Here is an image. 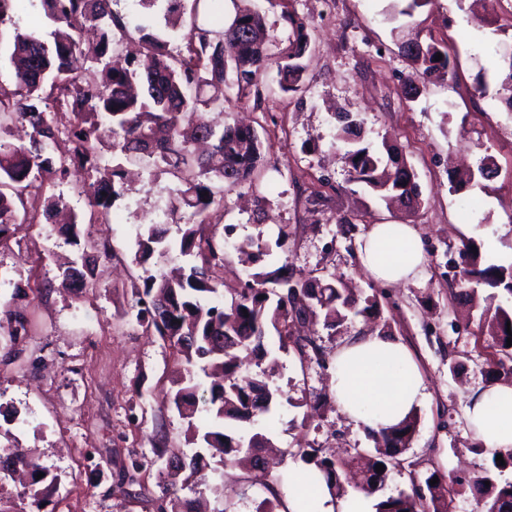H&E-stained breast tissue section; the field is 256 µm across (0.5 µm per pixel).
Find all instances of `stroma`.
I'll use <instances>...</instances> for the list:
<instances>
[{"label": "stroma", "instance_id": "stroma-1", "mask_svg": "<svg viewBox=\"0 0 512 512\" xmlns=\"http://www.w3.org/2000/svg\"><path fill=\"white\" fill-rule=\"evenodd\" d=\"M393 0H225L224 15L236 7L254 8L265 17L272 52L288 44L293 14L307 26L311 50L303 60L304 85L288 93L276 68L260 81L259 98L237 99L235 86L224 88L223 109L200 111L202 120L252 125L265 157L253 185L224 196L208 217L211 227L233 225L223 267L215 276L225 296L243 288L249 272L288 266L294 273H328L366 295H377L376 319L356 318L339 331L315 325V340L326 360L353 338L387 329L409 349L424 378L426 398L417 410L412 443L403 465L389 475L387 493L408 488L433 470L460 476L490 467L488 454H475L466 419L471 395L485 386L486 352L477 345L483 299L467 304L449 282L463 241L481 245L482 265H512V111L493 95H479L475 76L486 71L496 85L499 58L512 50V0H428L412 16L394 14ZM435 41L458 61L455 78L439 77L410 94L414 69L402 44ZM356 116L364 141L374 150L390 145L414 169L420 203L412 210L386 208L365 186L352 183L345 148L338 143L336 116ZM498 166L497 177L460 192L449 189L448 173L477 167L484 157ZM168 173L141 166L125 196L109 214L88 222L89 206L80 176L53 183L40 201L63 197L83 219L84 238L109 240L117 253L100 262L91 290L41 287L77 248L44 224H15L16 252H0V275L31 278L32 287L14 292L0 286V305L24 308L31 334L20 343L19 361L0 365V445L32 448L60 477L44 506L19 498L14 482L0 495L17 512H144L140 500L122 496L120 469L150 453L157 425L168 444L193 452L186 424L168 404L169 378L176 369L158 336L128 314L133 303L130 278L136 239L146 224L169 208ZM353 228L343 233L342 221ZM374 224H411L426 258L423 277L400 285L373 280L357 254L359 240ZM288 241L277 248L280 227ZM270 245L269 255L242 261L239 246ZM275 382L285 400L269 422L243 425L262 433L280 458L269 474L235 466L224 468L221 492L180 490L181 499H200L205 512H256L262 499L276 493L287 512L288 493L307 469L298 454L305 442L339 449L372 447L368 428L350 421L336 404L333 370L300 362L293 352H278ZM145 407L143 419L130 421L132 405ZM17 408L18 417L8 415Z\"/></svg>", "mask_w": 512, "mask_h": 512}]
</instances>
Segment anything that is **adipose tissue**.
<instances>
[{
    "label": "adipose tissue",
    "instance_id": "adipose-tissue-1",
    "mask_svg": "<svg viewBox=\"0 0 512 512\" xmlns=\"http://www.w3.org/2000/svg\"><path fill=\"white\" fill-rule=\"evenodd\" d=\"M363 268L376 280L399 284L423 270L420 236L410 224H376L359 246ZM333 388L340 410L354 423L377 429L398 423L425 398L424 380L395 337L371 334L336 353ZM474 436L486 450L512 448V382L474 394L467 406Z\"/></svg>",
    "mask_w": 512,
    "mask_h": 512
}]
</instances>
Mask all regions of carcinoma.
<instances>
[{
	"label": "carcinoma",
	"instance_id": "carcinoma-1",
	"mask_svg": "<svg viewBox=\"0 0 512 512\" xmlns=\"http://www.w3.org/2000/svg\"><path fill=\"white\" fill-rule=\"evenodd\" d=\"M16 0H0V46L9 51L14 66L12 81H0V249L8 247L9 226L29 222L30 215L42 213L44 223H53L61 200H52L39 210L29 204L28 189L44 183L62 182L71 170L82 169L89 178L90 216L105 215L124 197L122 166H102V151L118 154L129 164L146 156L154 166L178 179L172 190L168 214L183 212L180 237L169 238L168 221L146 225L136 240L134 262L140 273L132 281L136 321L160 337L177 362L171 379L169 401L180 417L187 420L188 440L213 450V467L204 472L200 451L187 455L170 448L163 433L152 438L153 458L134 459L122 481L139 482L141 473L176 459L171 468L183 475L182 484L193 490L201 485L219 492L208 483V475L218 476L227 463L260 467L266 436L249 437L224 432L228 421L247 422L274 411L282 391L270 385L264 371L246 367L241 354L258 360L271 354L266 348L267 328L277 333L279 348H291L300 361L316 360L326 366L321 347L309 332V324L322 320L336 330L349 316H368L378 310L377 295L356 297L332 275H302L282 278L278 271H256L250 275L238 296L222 304L211 297L219 293L212 269L224 264V237L206 232L208 211L224 201V192L252 183L262 164V143L250 127L223 126L219 129L192 116L201 109L224 103V84L228 73L235 75L237 97L244 98L258 86L265 71L274 64L285 92L301 90L302 59L310 41L303 21L287 16L291 25L288 46L270 52L264 37V16L245 8L235 13L220 31L202 27L200 13L209 8L208 0H194L184 49L171 51L167 41L138 25L135 31L146 51L149 64L142 68L133 59L116 58L114 65L102 64L113 30L127 32V22L112 10V0H40L47 18L59 29L48 41L15 26ZM86 24L101 29L100 41L86 45L74 35ZM416 65L420 85L410 82L411 90L427 86L440 72L452 74L457 58L434 41L410 44L404 48ZM442 59L435 60L436 55ZM499 99L512 111V57L505 59ZM69 108L74 122L63 125L56 120V109ZM336 140L347 147L352 182L375 192L386 204H400L417 191L416 175L405 162L384 158L363 144L359 123L350 115H339ZM73 144L66 155L56 156L52 146L60 134ZM495 167L487 157L477 172L454 180L455 189L488 178ZM79 221L74 220L61 233L80 247L79 259L58 267L54 279L44 288L94 287V267L100 258L116 256L108 242L91 238L79 240ZM186 266L172 274L160 262L173 254ZM459 296L472 300L478 289L501 288L512 295V269L489 265L479 268V249L470 241L459 251ZM495 293L487 296L481 320L491 343L484 371L488 382L512 381V346H507V322L512 313L494 304ZM26 310L5 305L0 308V361L11 362L14 346L30 332ZM219 372L222 380L198 396L201 382L198 371ZM416 429V416L397 425L372 431L375 448L335 460L321 455L311 445L299 449L301 459L310 466L313 481L324 480L332 495L342 496L341 475L351 469L361 473V491L368 497L379 495L375 512H448V486L468 487L482 512H512V481L500 476L512 470V448L502 452L505 465H497L473 477H447L437 471L424 481L410 479L409 489L384 495L389 473L400 465V456L409 448ZM384 471H376V465ZM31 475L22 495L36 503L56 491L59 475L40 463L30 449L15 445L0 447V483L16 470ZM44 477L37 478L39 473ZM438 483L430 484L433 477ZM490 486H485V482ZM159 493L147 499L146 512H181L165 481L157 483Z\"/></svg>",
	"mask_w": 512,
	"mask_h": 512
}]
</instances>
